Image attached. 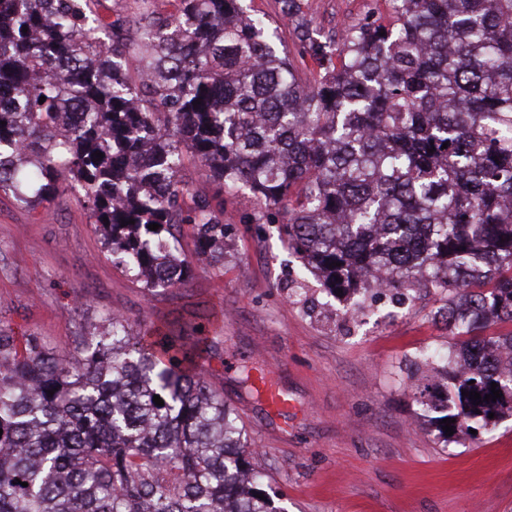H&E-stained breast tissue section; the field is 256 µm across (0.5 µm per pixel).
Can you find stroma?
Segmentation results:
<instances>
[{
	"mask_svg": "<svg viewBox=\"0 0 512 512\" xmlns=\"http://www.w3.org/2000/svg\"><path fill=\"white\" fill-rule=\"evenodd\" d=\"M299 4L327 35L390 19L385 0ZM252 207L249 193L226 197L223 263H195L184 285L150 294L102 251L79 197L30 210L0 192V322L18 339L72 349L110 311L146 325L198 316L210 338L198 365L288 512H512V417L445 446L415 400L416 383L436 374L411 381L408 360L456 341L433 291L345 320L276 230L244 222ZM247 366L280 385L287 416L243 383Z\"/></svg>",
	"mask_w": 512,
	"mask_h": 512,
	"instance_id": "1",
	"label": "stroma"
}]
</instances>
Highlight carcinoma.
<instances>
[{
  "label": "carcinoma",
  "mask_w": 512,
  "mask_h": 512,
  "mask_svg": "<svg viewBox=\"0 0 512 512\" xmlns=\"http://www.w3.org/2000/svg\"><path fill=\"white\" fill-rule=\"evenodd\" d=\"M97 2L0 0L1 192L32 210L78 193L154 292L224 261L217 200L246 189L327 294L360 296L346 316L440 296L454 360L419 400L443 443L512 414V331L483 335L512 323V0H389L390 24L337 38L300 25L313 81L241 0H178L132 38ZM189 157L212 189L183 180ZM101 322L72 351L0 325V512H283L195 368L204 331ZM493 382L494 402L462 395Z\"/></svg>",
  "instance_id": "1"
}]
</instances>
